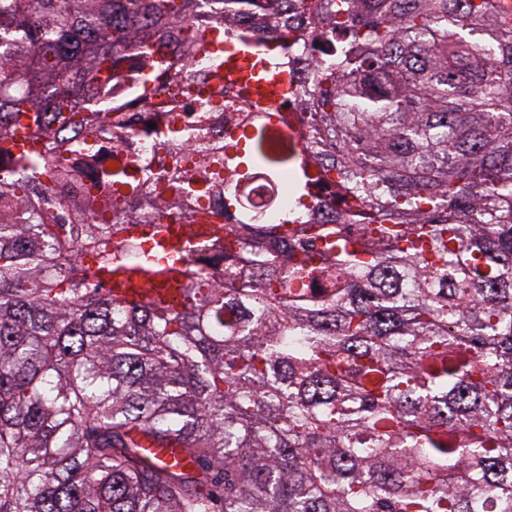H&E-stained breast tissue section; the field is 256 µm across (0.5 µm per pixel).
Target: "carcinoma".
Masks as SVG:
<instances>
[{"mask_svg": "<svg viewBox=\"0 0 512 512\" xmlns=\"http://www.w3.org/2000/svg\"><path fill=\"white\" fill-rule=\"evenodd\" d=\"M0 512H512V14L0 0Z\"/></svg>", "mask_w": 512, "mask_h": 512, "instance_id": "carcinoma-1", "label": "carcinoma"}]
</instances>
